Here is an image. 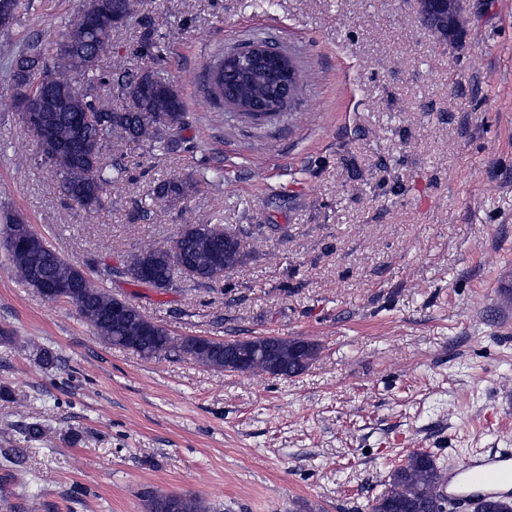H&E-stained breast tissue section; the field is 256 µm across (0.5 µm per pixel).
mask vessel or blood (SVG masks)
<instances>
[{
    "label": "vessel or blood",
    "instance_id": "vessel-or-blood-1",
    "mask_svg": "<svg viewBox=\"0 0 512 512\" xmlns=\"http://www.w3.org/2000/svg\"><path fill=\"white\" fill-rule=\"evenodd\" d=\"M450 512H461L479 500L512 496V448L481 452L449 470L438 491Z\"/></svg>",
    "mask_w": 512,
    "mask_h": 512
}]
</instances>
